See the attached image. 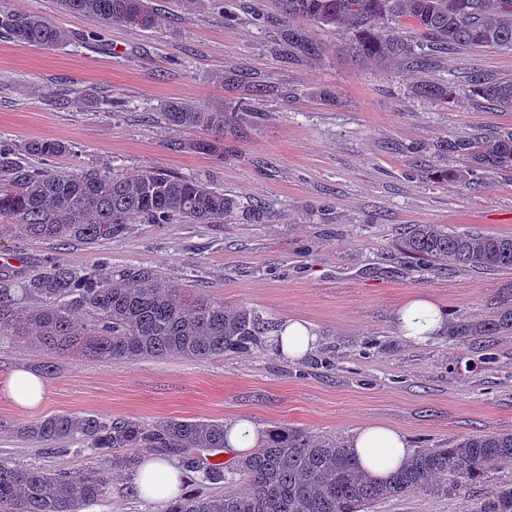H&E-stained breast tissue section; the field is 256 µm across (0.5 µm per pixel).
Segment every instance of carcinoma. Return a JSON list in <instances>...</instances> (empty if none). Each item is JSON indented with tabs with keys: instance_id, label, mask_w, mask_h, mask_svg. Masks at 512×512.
Listing matches in <instances>:
<instances>
[{
	"instance_id": "carcinoma-1",
	"label": "carcinoma",
	"mask_w": 512,
	"mask_h": 512,
	"mask_svg": "<svg viewBox=\"0 0 512 512\" xmlns=\"http://www.w3.org/2000/svg\"><path fill=\"white\" fill-rule=\"evenodd\" d=\"M61 9L106 24L142 29L156 14L144 0H58ZM283 16L354 33L357 55L393 57L425 65L450 47L512 48V0H281ZM406 19L416 38L400 34L393 21ZM0 36L13 42L63 47L70 34L43 17L0 11ZM292 57L314 56L318 45L292 28L281 32ZM473 95L512 111V81L472 79ZM159 118L176 129L201 128L214 139L196 143L210 150L224 139L222 112L173 101ZM440 154L459 156L462 167L439 176L469 187L490 173H512V129L442 142ZM68 152L65 143L39 139L0 145V233L23 240L99 245L123 236L132 220L144 224H222L237 206L224 190L164 171L127 179L110 171L60 174L36 169L18 156L46 162ZM404 254L422 265L448 263L478 270L512 269V236L454 232L435 224H412ZM279 324L254 308L230 307L205 296L187 297L152 266L75 269L56 258L33 274L0 277V340L16 337L52 352L74 347L114 364L146 358L208 360L226 353L259 351ZM512 331V309L492 318L452 325L448 336L478 339ZM20 438L57 449L79 443L106 457L104 467L77 473L17 467L0 461V512H81L105 496L116 476L139 463L133 449L174 457L182 472L204 486H222L235 476L249 480L244 496L182 493L163 512H369L387 499L415 492L448 493L476 484L493 462H512V432L471 435L446 448L412 450L385 480L366 472L345 445L304 429L275 426L258 450L233 466L213 457L225 448L222 420L166 418L145 423L95 413L62 414L19 426ZM474 512H512V481L501 483Z\"/></svg>"
}]
</instances>
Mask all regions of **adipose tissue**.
Masks as SVG:
<instances>
[{
  "mask_svg": "<svg viewBox=\"0 0 512 512\" xmlns=\"http://www.w3.org/2000/svg\"><path fill=\"white\" fill-rule=\"evenodd\" d=\"M399 328L405 339L424 343L441 333L447 324L442 309L434 302L416 297L399 310ZM318 337L313 327L304 321L286 320L272 344L278 353L297 361L314 351ZM47 387L42 376L19 369L0 379V393L9 397L18 407L33 411L42 403ZM353 456L377 479H386L406 458L409 447L397 430L380 424H369L357 429L347 442ZM134 485L142 498L164 501L179 495L182 472L174 460L153 454L144 455L134 476Z\"/></svg>",
  "mask_w": 512,
  "mask_h": 512,
  "instance_id": "1",
  "label": "adipose tissue"
}]
</instances>
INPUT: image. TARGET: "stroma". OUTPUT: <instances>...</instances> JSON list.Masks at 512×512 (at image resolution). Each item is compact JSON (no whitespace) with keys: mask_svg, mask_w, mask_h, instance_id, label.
<instances>
[{"mask_svg":"<svg viewBox=\"0 0 512 512\" xmlns=\"http://www.w3.org/2000/svg\"><path fill=\"white\" fill-rule=\"evenodd\" d=\"M150 30L104 26L68 14L57 0H0V9L39 15L68 31L70 45L45 49L0 41V142L57 139L62 174L166 171L223 188L238 208L221 224H130L123 237L89 248L0 235V274L31 272L60 256L78 269L151 265L191 295L249 306L272 321L294 318L318 336L289 362L271 346L212 360L141 359L114 365L72 351L57 357L0 342V379L53 361L41 406L27 411L0 395V423L22 425L62 413L143 422L241 417L287 424L347 441L376 423L410 448H444L483 432L512 431V331L477 340L447 335L404 340L397 312L409 299L435 302L449 322L488 319L512 307V270L445 266L423 271L399 248L412 224L512 235V176L490 174L477 189L435 179L462 161L440 156V140L512 127L470 91L479 73L512 80V49L459 47L424 69L366 60L353 34L302 22L319 55L288 61L278 46L280 0H148ZM299 89L289 102L253 94L255 81ZM452 82L450 103L422 94ZM170 101L227 113L215 152L193 150L202 129L176 131L155 115ZM421 151L414 167L408 148ZM0 460L72 472L101 467L71 445L49 453L0 432ZM512 475L446 495L411 493L375 512H473Z\"/></svg>","mask_w":512,"mask_h":512,"instance_id":"obj_1","label":"stroma"}]
</instances>
